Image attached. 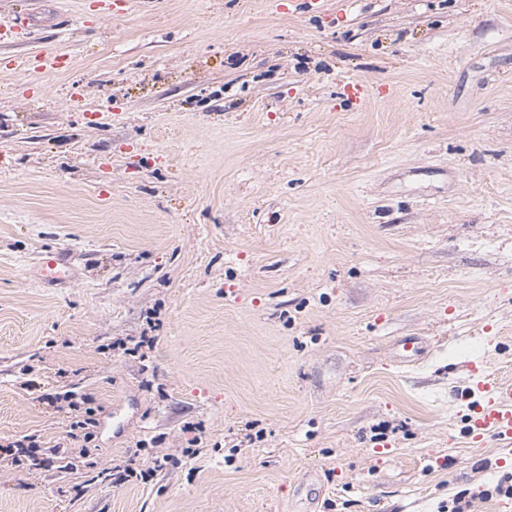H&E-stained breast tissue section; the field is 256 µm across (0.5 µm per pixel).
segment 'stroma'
<instances>
[{"instance_id": "1", "label": "stroma", "mask_w": 512, "mask_h": 512, "mask_svg": "<svg viewBox=\"0 0 512 512\" xmlns=\"http://www.w3.org/2000/svg\"><path fill=\"white\" fill-rule=\"evenodd\" d=\"M0 25V512L512 504V445L465 429L478 381L512 382V0ZM40 46L65 66L24 67ZM128 460L154 475L114 483ZM68 268L65 256L60 252H47L42 256L41 277L48 283L64 280L68 276Z\"/></svg>"}]
</instances>
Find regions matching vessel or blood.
<instances>
[{"label": "vessel or blood", "mask_w": 512, "mask_h": 512, "mask_svg": "<svg viewBox=\"0 0 512 512\" xmlns=\"http://www.w3.org/2000/svg\"><path fill=\"white\" fill-rule=\"evenodd\" d=\"M41 277L49 283L64 280L69 272L62 253L48 252L40 264ZM486 399L473 406L466 430L473 440L492 436L503 445L512 444V383L483 384Z\"/></svg>", "instance_id": "vessel-or-blood-1"}]
</instances>
